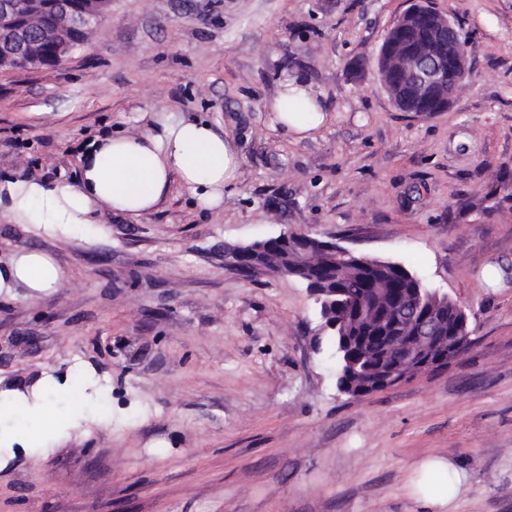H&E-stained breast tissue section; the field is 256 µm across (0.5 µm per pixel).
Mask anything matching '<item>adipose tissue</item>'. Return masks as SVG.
I'll use <instances>...</instances> for the list:
<instances>
[{"label":"adipose tissue","instance_id":"obj_1","mask_svg":"<svg viewBox=\"0 0 512 512\" xmlns=\"http://www.w3.org/2000/svg\"><path fill=\"white\" fill-rule=\"evenodd\" d=\"M269 110L276 127L296 139L328 119L319 94L299 71L280 81ZM81 162L75 185L35 177L0 180V203L17 223L70 233L93 229L103 209L130 216L152 212L176 179L203 207L213 209L223 205L225 188L236 182L240 155L235 140L207 120L161 116L140 132L92 141ZM61 280L53 259L39 251L16 252L0 268V291L20 284L41 291ZM442 477L455 486L464 479L444 456L426 458L411 470L406 489L423 512L449 507L448 492L438 483Z\"/></svg>","mask_w":512,"mask_h":512}]
</instances>
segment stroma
<instances>
[{
	"mask_svg": "<svg viewBox=\"0 0 512 512\" xmlns=\"http://www.w3.org/2000/svg\"><path fill=\"white\" fill-rule=\"evenodd\" d=\"M471 70L445 112H402L371 60L410 0H111L61 64L0 69V176L77 182L92 140L156 112L235 138L236 182L202 207L63 235L0 216V260L63 278L0 293V392L43 397L0 428V512H419L410 469L466 471L449 512H512V0H431ZM304 72L329 119L270 123ZM310 232L404 264L468 309L448 368L340 394L306 286L224 267L225 245ZM62 278L61 270L49 255L22 250L16 252L2 270L0 268V292L19 284L41 291L56 287Z\"/></svg>",
	"mask_w": 512,
	"mask_h": 512,
	"instance_id": "35a3bbf8",
	"label": "stroma"
}]
</instances>
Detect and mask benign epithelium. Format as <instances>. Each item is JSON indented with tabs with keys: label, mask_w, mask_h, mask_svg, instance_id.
Instances as JSON below:
<instances>
[{
	"label": "benign epithelium",
	"mask_w": 512,
	"mask_h": 512,
	"mask_svg": "<svg viewBox=\"0 0 512 512\" xmlns=\"http://www.w3.org/2000/svg\"><path fill=\"white\" fill-rule=\"evenodd\" d=\"M101 0H0V42L8 44L7 55L0 57V68L11 61H25L39 67L44 58L38 40H51L54 33L32 36L29 26L46 13L64 17L73 32H80L99 17ZM468 67L467 42L448 17L434 8L415 4L407 9L388 31L376 56V72L383 89L404 112L429 109L445 112L454 103L460 75ZM278 243L284 260L269 266L264 258L268 241L224 247V268L249 279L258 271L275 277H294L307 282L319 307L321 334H338L337 352L350 356L354 344L362 343L360 331L365 318L389 323L378 357L371 370L362 373L349 367L337 371L338 389L351 397L397 386L417 374L448 366L461 353L470 331L465 308L446 294L421 287V279L408 276L413 283L412 301L392 318L386 309L352 297L349 304L336 308L332 296L339 290L337 281L347 273L366 279L380 278L397 263L358 253L332 241L318 240L304 231L284 232Z\"/></svg>",
	"instance_id": "benign-epithelium-1"
}]
</instances>
